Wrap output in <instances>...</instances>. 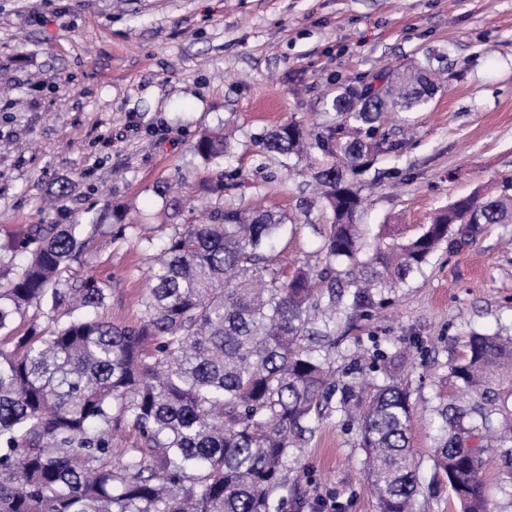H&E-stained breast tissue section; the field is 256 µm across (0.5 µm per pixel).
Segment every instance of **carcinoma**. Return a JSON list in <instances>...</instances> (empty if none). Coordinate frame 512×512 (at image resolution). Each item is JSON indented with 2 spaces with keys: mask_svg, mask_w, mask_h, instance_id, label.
I'll list each match as a JSON object with an SVG mask.
<instances>
[{
  "mask_svg": "<svg viewBox=\"0 0 512 512\" xmlns=\"http://www.w3.org/2000/svg\"><path fill=\"white\" fill-rule=\"evenodd\" d=\"M431 58L381 85L337 94L334 117L307 131L289 119L255 139L268 158L317 154L325 223L324 268L288 278L266 253L287 217L224 205V184L203 224L170 235L146 272L140 321L100 315L106 294L92 276L72 281L82 254L78 224H34L36 244L0 281V512H277L288 448L311 431L333 397L357 418L379 512H419L414 408L394 381L341 386L328 357L305 345L335 335L336 314L370 306V289L394 288L451 236L512 224V194L462 196L423 232L364 252L363 181L375 157L397 153L379 133L390 114L417 112L439 88ZM193 151L224 171L230 146L206 133ZM39 304L56 322L14 335L15 318ZM450 365L466 400L440 413L433 457L461 512H487L484 451L512 442V338L472 331ZM130 426L139 443L114 463L112 432Z\"/></svg>",
  "mask_w": 512,
  "mask_h": 512,
  "instance_id": "1",
  "label": "carcinoma"
}]
</instances>
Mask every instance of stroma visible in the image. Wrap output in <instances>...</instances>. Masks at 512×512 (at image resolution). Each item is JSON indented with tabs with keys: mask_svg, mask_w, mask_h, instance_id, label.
Masks as SVG:
<instances>
[{
	"mask_svg": "<svg viewBox=\"0 0 512 512\" xmlns=\"http://www.w3.org/2000/svg\"><path fill=\"white\" fill-rule=\"evenodd\" d=\"M442 56L446 79L427 107L387 122L399 154L380 153L363 181L366 246L418 234L457 197L499 194L512 178V0H0V245L37 221L77 224L90 242L69 276H95L104 316L133 323L148 243L202 220L224 200L297 222L273 245L284 274L317 258L315 182L275 170L254 145L276 125L321 122L325 102L382 70ZM233 133L220 180L192 151L203 131ZM184 178L169 214L163 189ZM63 202L51 204L59 187ZM310 204L303 214L302 204ZM512 336V224L442 244L421 272L373 292L336 325L329 361L407 387L426 512H460L435 471L438 413L459 398L449 373L470 331ZM356 423L336 410L288 450L280 512H378ZM490 512H512V458L484 454Z\"/></svg>",
	"mask_w": 512,
	"mask_h": 512,
	"instance_id": "obj_1",
	"label": "stroma"
}]
</instances>
